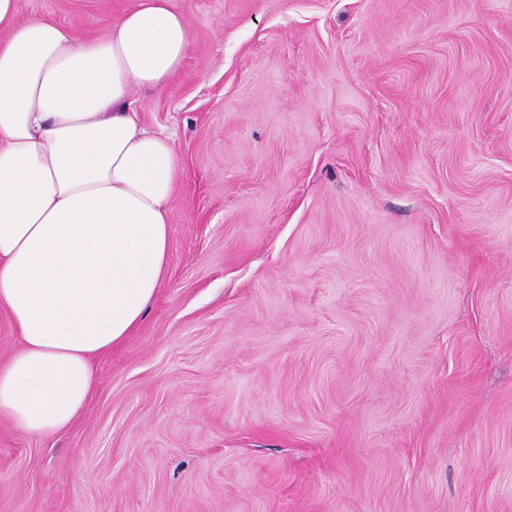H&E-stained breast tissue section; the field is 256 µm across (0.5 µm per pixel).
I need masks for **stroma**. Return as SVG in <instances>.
I'll use <instances>...</instances> for the list:
<instances>
[{"instance_id": "obj_1", "label": "stroma", "mask_w": 512, "mask_h": 512, "mask_svg": "<svg viewBox=\"0 0 512 512\" xmlns=\"http://www.w3.org/2000/svg\"><path fill=\"white\" fill-rule=\"evenodd\" d=\"M170 5L167 276L0 512H512V0Z\"/></svg>"}]
</instances>
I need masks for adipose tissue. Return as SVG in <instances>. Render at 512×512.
<instances>
[{
	"instance_id": "1",
	"label": "adipose tissue",
	"mask_w": 512,
	"mask_h": 512,
	"mask_svg": "<svg viewBox=\"0 0 512 512\" xmlns=\"http://www.w3.org/2000/svg\"><path fill=\"white\" fill-rule=\"evenodd\" d=\"M0 0V312L17 349L0 416L36 437L80 414L94 360L144 319L168 266L181 161L134 89L168 84L191 45L168 0H139L104 38Z\"/></svg>"
}]
</instances>
